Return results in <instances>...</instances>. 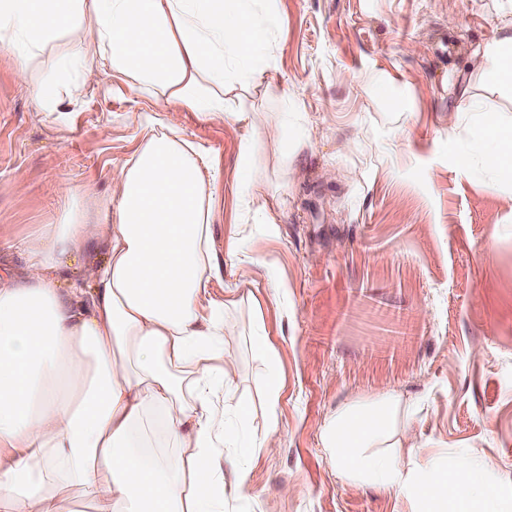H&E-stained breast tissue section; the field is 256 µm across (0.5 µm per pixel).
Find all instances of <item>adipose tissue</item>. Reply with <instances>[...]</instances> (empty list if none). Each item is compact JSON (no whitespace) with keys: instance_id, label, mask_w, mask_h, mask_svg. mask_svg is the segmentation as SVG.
Returning a JSON list of instances; mask_svg holds the SVG:
<instances>
[{"instance_id":"1","label":"adipose tissue","mask_w":512,"mask_h":512,"mask_svg":"<svg viewBox=\"0 0 512 512\" xmlns=\"http://www.w3.org/2000/svg\"><path fill=\"white\" fill-rule=\"evenodd\" d=\"M253 2L0 0V44L41 115L61 111L72 80L93 87L109 75L200 121L253 126L256 113L225 99L276 67L277 16L256 22ZM62 34L51 79L32 82ZM484 55L485 81L512 86V30ZM476 118L487 177L512 180V124ZM110 179L102 219L84 207L93 190L64 185L67 222L44 225L20 271L0 272V512H62L65 495L92 512H225L247 494V469L221 450L236 447L250 408L235 398L224 353V317L238 299L211 294L224 278L214 241L223 169L155 115ZM99 245L103 262L87 261ZM77 257L79 278L64 280ZM251 347L266 364L267 425L248 448L269 454L284 376L262 327ZM404 408L386 392L329 418L321 442L339 476L416 499L419 512H499L505 482L490 480L486 460L406 465L416 452L392 426Z\"/></svg>"}]
</instances>
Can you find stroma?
I'll list each match as a JSON object with an SVG mask.
<instances>
[{"instance_id": "35a3bbf8", "label": "stroma", "mask_w": 512, "mask_h": 512, "mask_svg": "<svg viewBox=\"0 0 512 512\" xmlns=\"http://www.w3.org/2000/svg\"><path fill=\"white\" fill-rule=\"evenodd\" d=\"M277 69L229 93L237 108L280 121L262 129L169 118L224 167L216 225L223 298L240 281L253 300L224 339L237 394L262 430L264 365L247 335L254 311L278 352L285 388L281 447L247 454L246 498L230 512H414V502L348 483L321 444L336 410L395 391L418 409L404 424L418 462L483 458L512 477V183L476 180L459 148L475 139L472 104L512 121V88L482 79L485 44L512 24V0H275ZM37 118L0 46V266L58 223L63 183L109 192L112 168L138 143L140 116L166 110L117 78L67 96ZM275 203L226 249L237 217L242 138ZM304 171L290 182L289 162ZM23 173L25 195L12 180ZM295 488L282 496L283 486Z\"/></svg>"}]
</instances>
